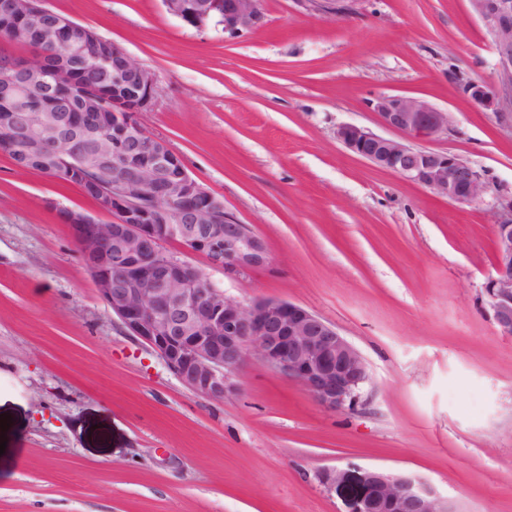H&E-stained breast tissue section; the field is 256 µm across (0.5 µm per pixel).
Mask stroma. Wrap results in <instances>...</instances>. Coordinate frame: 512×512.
<instances>
[{
  "mask_svg": "<svg viewBox=\"0 0 512 512\" xmlns=\"http://www.w3.org/2000/svg\"><path fill=\"white\" fill-rule=\"evenodd\" d=\"M149 68L138 119L226 212L265 238L262 269L191 263L237 300L295 303L366 359V406L330 411L250 355L237 390L187 388L99 297L62 210L77 185L0 151V512H340L319 472L424 476L458 512H512V336L493 320L497 216L351 153L391 136L373 96L446 110L451 152L512 188V125L469 101L496 84L469 0H262L263 25L198 30L161 0H45Z\"/></svg>",
  "mask_w": 512,
  "mask_h": 512,
  "instance_id": "35a3bbf8",
  "label": "stroma"
}]
</instances>
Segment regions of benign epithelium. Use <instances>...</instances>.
<instances>
[{"instance_id": "obj_1", "label": "benign epithelium", "mask_w": 512, "mask_h": 512, "mask_svg": "<svg viewBox=\"0 0 512 512\" xmlns=\"http://www.w3.org/2000/svg\"><path fill=\"white\" fill-rule=\"evenodd\" d=\"M492 39L498 90L482 82L458 81L461 93L500 119L512 120V0H469ZM168 14L204 29L215 20L231 34L263 22L261 0H162ZM0 25L8 39L37 50L14 59L17 77L0 80V101L14 104L50 92L72 55L112 63V88L81 84L76 99L95 115V125L79 112L32 114L15 126L14 113L0 112V130L10 147L30 156L53 154L81 178L80 189L94 212L66 210L82 261L98 294L126 330L156 352L192 391L222 400L236 391L233 374L250 353L273 372L300 382L321 406L336 411L361 403L371 375L361 353L315 313L295 303L263 298L250 304L210 284L190 262L164 249L180 244L209 266L237 275L269 264L264 239L227 213L186 169L165 141L148 134L137 114L157 94L154 73L94 30L52 13L44 0H0ZM55 48L56 64L45 63ZM381 125L402 134L385 137L345 124L336 139L373 165L458 203L484 199L489 186L459 156L411 146L406 138L433 137L448 130V112L429 102L378 95L368 102ZM82 138L88 152L71 163L69 142ZM495 275L485 283L497 326L512 335V190L493 193ZM101 215L112 220L102 222ZM320 483L341 499V512H459L423 478L391 474L354 464L323 470Z\"/></svg>"}]
</instances>
